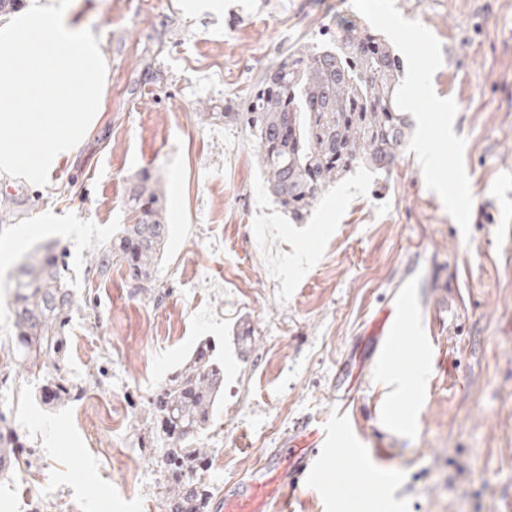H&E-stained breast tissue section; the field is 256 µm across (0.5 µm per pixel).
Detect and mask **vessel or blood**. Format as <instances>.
Segmentation results:
<instances>
[{
  "label": "vessel or blood",
  "mask_w": 512,
  "mask_h": 512,
  "mask_svg": "<svg viewBox=\"0 0 512 512\" xmlns=\"http://www.w3.org/2000/svg\"><path fill=\"white\" fill-rule=\"evenodd\" d=\"M420 311L411 290L400 293L398 304L381 321V336L408 335ZM326 432L301 424L271 449L250 473L224 485L221 512H295L294 490L308 484L326 443Z\"/></svg>",
  "instance_id": "b4317fda"
}]
</instances>
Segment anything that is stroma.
I'll list each match as a JSON object with an SVG mask.
<instances>
[{
	"label": "stroma",
	"instance_id": "obj_1",
	"mask_svg": "<svg viewBox=\"0 0 512 512\" xmlns=\"http://www.w3.org/2000/svg\"><path fill=\"white\" fill-rule=\"evenodd\" d=\"M71 0L106 44L99 125L47 185L0 178V411L30 466L0 477V512H149L168 476L150 401L209 342L224 394L199 443L212 506L305 422L335 423L336 363L365 358L373 318L414 275L434 319L372 366L354 402L363 445L337 432L297 512H512V0ZM352 18L404 63L415 126L391 173L329 187L305 223L271 199L235 111L279 54ZM171 235L150 287L92 254L127 223L142 170ZM66 253L77 307L53 407L13 359L10 273L35 245ZM438 358L396 399L389 366ZM397 458L373 478L370 449Z\"/></svg>",
	"mask_w": 512,
	"mask_h": 512
}]
</instances>
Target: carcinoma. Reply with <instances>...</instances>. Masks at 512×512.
<instances>
[{
  "instance_id": "1",
  "label": "carcinoma",
  "mask_w": 512,
  "mask_h": 512,
  "mask_svg": "<svg viewBox=\"0 0 512 512\" xmlns=\"http://www.w3.org/2000/svg\"><path fill=\"white\" fill-rule=\"evenodd\" d=\"M404 65L386 38L342 20L329 43L287 49L237 112L205 116L241 125L254 139L265 186L275 204L300 224L321 194L357 169L386 173L399 161L413 125L401 101ZM131 223L110 245L94 252L102 273L124 267L143 285L170 236L165 195L148 170L128 191ZM57 246L26 253L13 291L14 346L23 368L44 373L45 400L75 398L79 388L62 374L69 326L77 301ZM200 342L167 378L150 403L163 435L160 467L175 476L163 512H207L209 489L202 467L209 449L199 446L224 392V367ZM15 441L0 435V474L20 469Z\"/></svg>"
}]
</instances>
